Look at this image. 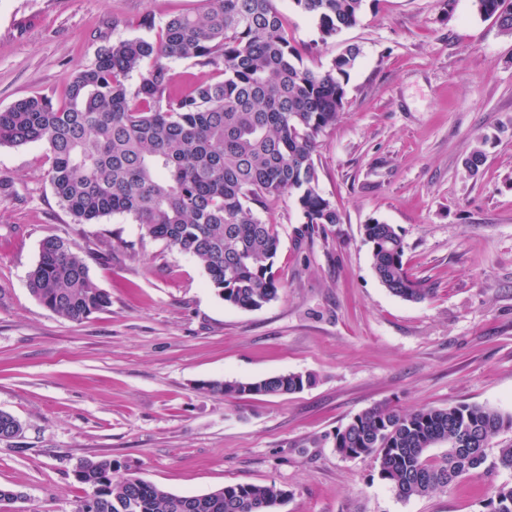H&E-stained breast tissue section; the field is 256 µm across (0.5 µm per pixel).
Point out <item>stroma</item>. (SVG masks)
Returning <instances> with one entry per match:
<instances>
[{"label":"stroma","instance_id":"1","mask_svg":"<svg viewBox=\"0 0 512 512\" xmlns=\"http://www.w3.org/2000/svg\"><path fill=\"white\" fill-rule=\"evenodd\" d=\"M304 64L360 55L334 126L318 138L319 189L341 215L303 235L296 198L265 211L285 288L256 310L211 288L195 258L127 216L77 224L59 205L38 143L0 147V411L21 435L0 441V485L22 512H74L89 493L73 471L108 456L177 495L276 485L277 512H487L512 471L493 460L448 490L402 499L372 458L335 434L377 405L405 412L479 404L512 414V37L472 0H368L359 23L322 38L277 0ZM203 0H0V110L62 98L97 35L155 37ZM487 160L471 173L474 148ZM400 234L418 300L376 277L363 228ZM70 241L105 311L74 322L41 304L28 276L48 237ZM312 373L282 397L224 398L211 380Z\"/></svg>","mask_w":512,"mask_h":512}]
</instances>
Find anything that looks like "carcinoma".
Wrapping results in <instances>:
<instances>
[{"instance_id":"cac0c4a2","label":"carcinoma","mask_w":512,"mask_h":512,"mask_svg":"<svg viewBox=\"0 0 512 512\" xmlns=\"http://www.w3.org/2000/svg\"><path fill=\"white\" fill-rule=\"evenodd\" d=\"M202 13L172 14L155 38L117 43L106 34L90 63L74 70L64 98L28 97L0 110V146L40 143L51 160L49 181L76 224L122 214L151 238L198 259L225 302L260 309L284 284L273 266L276 225L256 211L281 195L296 196L310 228L340 223L318 188L317 139L336 124L360 49L349 45L331 65H303L276 0H205ZM318 22L322 38L356 26L366 0H293ZM512 36V0H473ZM190 60L211 75L178 86L170 63ZM139 80L131 82L133 74ZM372 263L393 295L419 299L404 246L391 224L364 225ZM31 293L51 311L81 321L111 305L71 243L49 237L29 274ZM315 375L253 381L255 394H294ZM245 383L212 380L206 389L234 397ZM512 415L484 405L368 409L335 435L336 451L371 457L400 498L427 496L480 468ZM22 424L0 412V440ZM446 446L439 455L430 449ZM108 457L83 460L75 479L92 490L75 512H275L288 492L274 485H227L201 495H176L141 478H114ZM489 512H512V486H499Z\"/></svg>"}]
</instances>
